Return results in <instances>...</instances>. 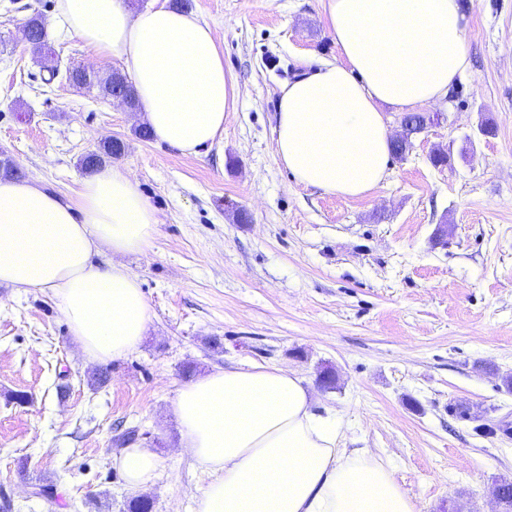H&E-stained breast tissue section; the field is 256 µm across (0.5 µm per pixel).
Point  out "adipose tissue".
<instances>
[{
  "label": "adipose tissue",
  "instance_id": "ef3b65f1",
  "mask_svg": "<svg viewBox=\"0 0 512 512\" xmlns=\"http://www.w3.org/2000/svg\"><path fill=\"white\" fill-rule=\"evenodd\" d=\"M59 24L100 58L131 71L141 119L185 154L224 134L236 83L210 25L168 6L59 0ZM339 58L279 90L276 157L304 187L358 197L387 174L383 106L438 104L470 67L459 0H326ZM157 215L126 170L86 177L77 200L39 182L0 177V283L48 291L86 356L104 363L140 345L151 310L122 256L151 249ZM111 252L99 265L94 257ZM295 373L216 369L182 385L180 444L210 481L196 512H417L392 469L344 448V425L312 409ZM129 489L153 484L161 461L130 445L114 458Z\"/></svg>",
  "mask_w": 512,
  "mask_h": 512
}]
</instances>
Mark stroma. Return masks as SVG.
Here are the masks:
<instances>
[{"label": "stroma", "mask_w": 512, "mask_h": 512, "mask_svg": "<svg viewBox=\"0 0 512 512\" xmlns=\"http://www.w3.org/2000/svg\"><path fill=\"white\" fill-rule=\"evenodd\" d=\"M469 70L386 178L360 197L298 184L278 163L282 84L339 53L323 0H188L237 84L220 143L186 155L136 136L135 111L64 73L123 70L56 27L58 0H0V147L25 177L76 198L105 139L154 208L152 249L123 261L152 311L133 354L87 362L47 292L0 283V497L10 512H123L115 436L161 459L155 512H195L207 478L180 448L183 369L269 366L315 390L346 448L389 464L419 512H494L512 481V0H462ZM46 18V74L21 32ZM489 125L490 134L479 131ZM448 155L433 165L436 151ZM107 371L102 387L90 380ZM333 372V387L320 379ZM30 401L17 405L13 393ZM49 484L50 498L31 496ZM125 150V144L121 140H117L115 142L104 141L102 142L98 149L95 151L88 152L82 159L81 164L85 169H90V165H95L93 167H97L101 165L105 158H112L120 156Z\"/></svg>", "instance_id": "stroma-1"}]
</instances>
